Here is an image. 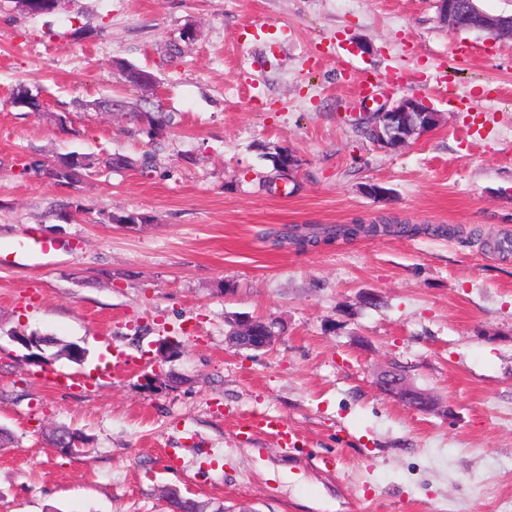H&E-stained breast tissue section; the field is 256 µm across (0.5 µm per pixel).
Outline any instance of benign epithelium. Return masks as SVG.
I'll return each instance as SVG.
<instances>
[{
  "label": "benign epithelium",
  "instance_id": "1",
  "mask_svg": "<svg viewBox=\"0 0 512 512\" xmlns=\"http://www.w3.org/2000/svg\"><path fill=\"white\" fill-rule=\"evenodd\" d=\"M442 20L454 31L479 30L493 38L512 39V15H492L481 10L477 0H437ZM418 120L424 133L438 124V113L415 97H403L393 104L384 103L371 112L370 127L375 142L387 149H399L408 143L405 133L412 120ZM236 335L229 337L237 348L262 350L270 347L278 334L260 319L247 318L235 323ZM377 385L385 394L418 411L440 410L438 399L416 387L393 370L381 372Z\"/></svg>",
  "mask_w": 512,
  "mask_h": 512
}]
</instances>
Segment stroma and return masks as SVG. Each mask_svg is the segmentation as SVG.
<instances>
[{"label":"stroma","instance_id":"35a3bbf8","mask_svg":"<svg viewBox=\"0 0 512 512\" xmlns=\"http://www.w3.org/2000/svg\"><path fill=\"white\" fill-rule=\"evenodd\" d=\"M365 80L438 125L381 149L354 126ZM21 86L41 111L13 106ZM106 97L174 122L148 138ZM71 152L133 165L72 187L31 169ZM385 219L424 231L273 237ZM31 227L81 248L0 270V512H170L165 486L226 512H512V253L488 249L512 239V40L449 30L436 0H65L53 15L0 0V243ZM239 317L278 339L232 346ZM13 330L85 360L27 365ZM169 337L182 352L164 361ZM389 367L447 414L382 393ZM59 425L86 452L58 454L44 432Z\"/></svg>","mask_w":512,"mask_h":512}]
</instances>
